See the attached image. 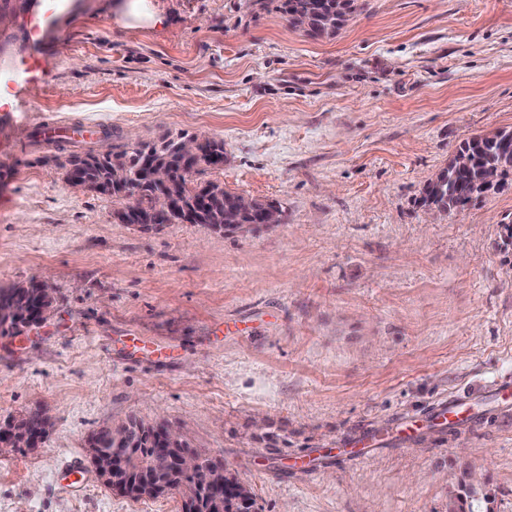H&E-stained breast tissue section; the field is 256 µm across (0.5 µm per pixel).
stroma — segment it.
I'll return each mask as SVG.
<instances>
[{
  "label": "stroma",
  "instance_id": "stroma-1",
  "mask_svg": "<svg viewBox=\"0 0 512 512\" xmlns=\"http://www.w3.org/2000/svg\"><path fill=\"white\" fill-rule=\"evenodd\" d=\"M122 2L34 0L0 66V287L53 297L0 335V425L52 421L0 455V512H182L90 467L92 434L132 416L224 462L256 512H448L473 469L486 512H512V407L494 394L512 379V176L450 214L421 204L464 140L512 130V0H357L330 38L278 0H151L161 24L132 27ZM44 117L103 125L101 152L223 141L202 180L285 221H115L118 198L66 182L73 146L36 143ZM462 391L490 424L287 471Z\"/></svg>",
  "mask_w": 512,
  "mask_h": 512
}]
</instances>
